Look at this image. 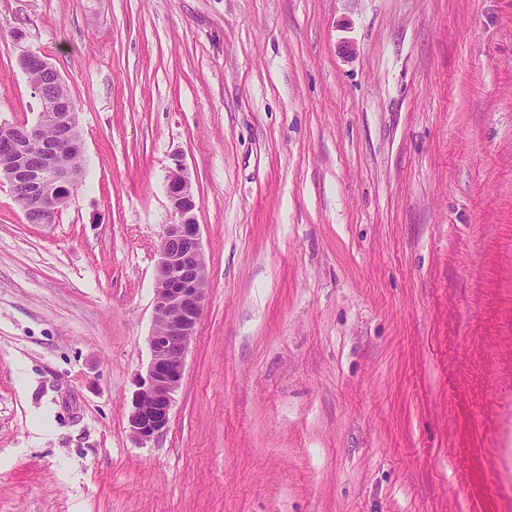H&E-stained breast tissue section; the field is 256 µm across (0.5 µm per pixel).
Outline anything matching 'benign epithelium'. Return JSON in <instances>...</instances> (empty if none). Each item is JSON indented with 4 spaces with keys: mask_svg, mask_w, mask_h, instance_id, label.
Listing matches in <instances>:
<instances>
[{
    "mask_svg": "<svg viewBox=\"0 0 512 512\" xmlns=\"http://www.w3.org/2000/svg\"><path fill=\"white\" fill-rule=\"evenodd\" d=\"M19 65L28 75L53 69L42 55L26 50ZM40 112L33 125L0 123V183L26 196V214L40 221L58 214L71 200L72 186L81 170L57 161L61 147L82 153L79 112L72 98L49 97L32 85ZM50 125L61 133L58 140L42 135ZM167 191L178 221L164 227L158 250L153 307V329L148 338L151 359L139 377L132 397L129 428L132 439L144 445L168 427L174 395L182 386L188 345L202 315L207 270L200 225L194 211L197 200L181 156L173 158L167 175Z\"/></svg>",
    "mask_w": 512,
    "mask_h": 512,
    "instance_id": "7a95c632",
    "label": "benign epithelium"
}]
</instances>
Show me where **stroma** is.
I'll return each mask as SVG.
<instances>
[{"label":"stroma","instance_id":"obj_1","mask_svg":"<svg viewBox=\"0 0 512 512\" xmlns=\"http://www.w3.org/2000/svg\"><path fill=\"white\" fill-rule=\"evenodd\" d=\"M25 50L84 152L56 223L0 184V512H512V0H0V121ZM176 155L208 290L139 446Z\"/></svg>","mask_w":512,"mask_h":512}]
</instances>
